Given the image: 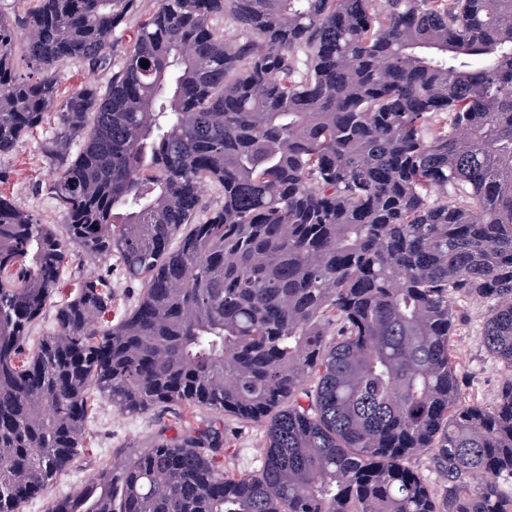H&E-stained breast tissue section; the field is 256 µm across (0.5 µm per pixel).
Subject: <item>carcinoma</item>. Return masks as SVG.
<instances>
[{
  "label": "carcinoma",
  "mask_w": 512,
  "mask_h": 512,
  "mask_svg": "<svg viewBox=\"0 0 512 512\" xmlns=\"http://www.w3.org/2000/svg\"><path fill=\"white\" fill-rule=\"evenodd\" d=\"M135 6L0 13V155L56 113L66 232L0 195V512L70 470L95 389L264 420L261 472L224 471L214 426L49 512H512V0H159L106 92L58 102ZM69 244L145 289L110 324L111 282L84 278L27 354ZM453 294L488 304L492 404L460 401ZM428 449L440 498L405 464Z\"/></svg>",
  "instance_id": "1"
}]
</instances>
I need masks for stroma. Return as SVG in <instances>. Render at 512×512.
I'll use <instances>...</instances> for the list:
<instances>
[{
	"instance_id": "stroma-1",
	"label": "stroma",
	"mask_w": 512,
	"mask_h": 512,
	"mask_svg": "<svg viewBox=\"0 0 512 512\" xmlns=\"http://www.w3.org/2000/svg\"><path fill=\"white\" fill-rule=\"evenodd\" d=\"M157 6L158 0H137L135 10L113 31L110 67L92 71L83 62H68L58 84L59 99H67L89 84L98 90H106L113 68L119 67L123 61L130 35ZM56 126V118H47L15 152L0 156V195L16 201L40 223L54 225L60 231L64 228V216L50 189L51 162L43 151L44 140L54 133ZM90 273L107 276L112 281L116 302L109 318L113 321L131 308L143 290L142 281L129 278L116 257L107 255L91 261L81 249L71 247L59 288L29 331V346H36L41 337L55 331L57 306L68 300L78 283ZM452 305L458 312L452 344L457 355L461 400L466 404L474 401L493 403L498 398L503 373L499 361L482 342L488 306L460 295L453 296ZM91 401L88 447L79 449L70 471L39 496L26 501L21 512H48L52 500L77 492L83 481L94 472L111 466L113 462L129 459L155 439L181 436L183 430L179 420L183 417L199 430L212 425L223 428L225 471L252 475L260 471L265 446L264 422L244 421L230 414L219 415L183 405L158 407L129 415L118 410L98 392L92 393Z\"/></svg>"
}]
</instances>
